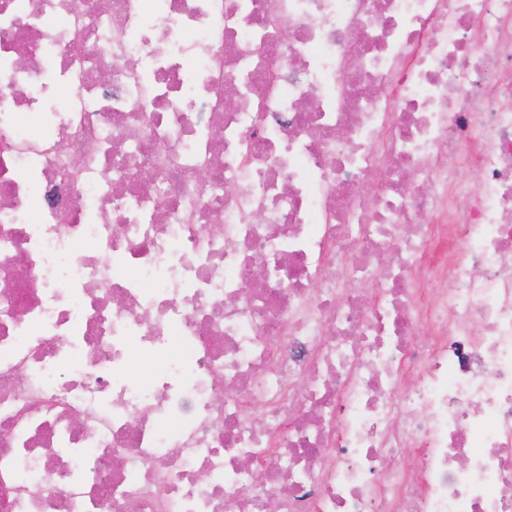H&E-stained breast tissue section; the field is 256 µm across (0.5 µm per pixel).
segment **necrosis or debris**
Listing matches in <instances>:
<instances>
[{
    "mask_svg": "<svg viewBox=\"0 0 512 512\" xmlns=\"http://www.w3.org/2000/svg\"><path fill=\"white\" fill-rule=\"evenodd\" d=\"M0 512H512V0H0Z\"/></svg>",
    "mask_w": 512,
    "mask_h": 512,
    "instance_id": "4bbe7bcc",
    "label": "necrosis or debris"
}]
</instances>
